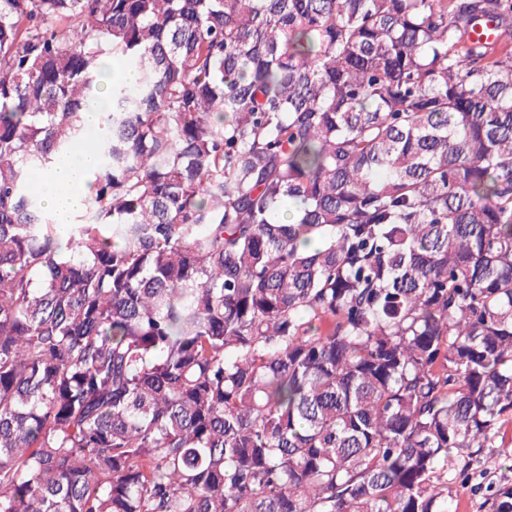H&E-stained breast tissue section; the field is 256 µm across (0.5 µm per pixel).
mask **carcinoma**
Instances as JSON below:
<instances>
[{
	"label": "carcinoma",
	"instance_id": "1",
	"mask_svg": "<svg viewBox=\"0 0 512 512\" xmlns=\"http://www.w3.org/2000/svg\"><path fill=\"white\" fill-rule=\"evenodd\" d=\"M511 426L512 0H0V512H451ZM93 163L94 158L88 153H82L78 164L64 157L56 163L51 175L43 179L44 187L40 191L43 203L53 213L57 224H70L75 212L83 207L89 188L82 170Z\"/></svg>",
	"mask_w": 512,
	"mask_h": 512
}]
</instances>
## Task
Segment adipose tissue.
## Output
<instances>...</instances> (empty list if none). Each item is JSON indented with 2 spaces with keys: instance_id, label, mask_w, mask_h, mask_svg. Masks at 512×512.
Masks as SVG:
<instances>
[{
  "instance_id": "1",
  "label": "adipose tissue",
  "mask_w": 512,
  "mask_h": 512,
  "mask_svg": "<svg viewBox=\"0 0 512 512\" xmlns=\"http://www.w3.org/2000/svg\"><path fill=\"white\" fill-rule=\"evenodd\" d=\"M90 154H82L79 162L61 158L51 175L44 179L41 195L45 207L50 210L57 223H70L73 215L88 198L89 188L82 176L83 169L92 166Z\"/></svg>"
}]
</instances>
